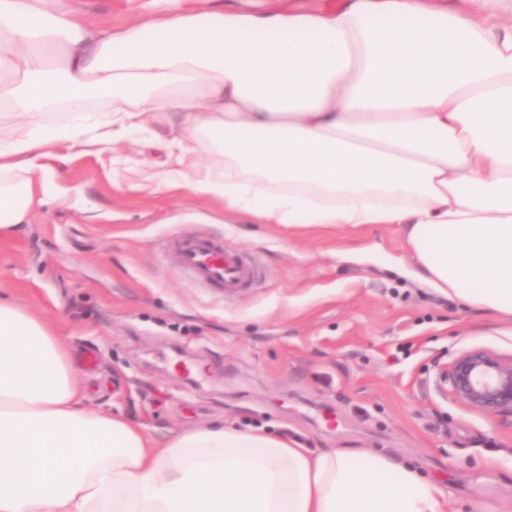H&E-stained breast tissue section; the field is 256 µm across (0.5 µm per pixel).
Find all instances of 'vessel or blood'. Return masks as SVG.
Here are the masks:
<instances>
[{
    "mask_svg": "<svg viewBox=\"0 0 512 512\" xmlns=\"http://www.w3.org/2000/svg\"><path fill=\"white\" fill-rule=\"evenodd\" d=\"M175 258L193 279L227 297L251 288L261 273L254 257L211 235L177 238Z\"/></svg>",
    "mask_w": 512,
    "mask_h": 512,
    "instance_id": "b4317fda",
    "label": "vessel or blood"
}]
</instances>
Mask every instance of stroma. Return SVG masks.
<instances>
[{
    "mask_svg": "<svg viewBox=\"0 0 512 512\" xmlns=\"http://www.w3.org/2000/svg\"><path fill=\"white\" fill-rule=\"evenodd\" d=\"M101 29L138 0H79ZM179 116L114 148L47 158L30 221L0 238V296L66 336L90 405L157 440L222 422L313 450L363 448L443 486L450 512H512V418L459 406L442 369L460 351L512 355V318L429 288L401 224H262L189 189H159ZM209 234L262 273L226 298L170 257ZM191 367L183 377V367Z\"/></svg>",
    "mask_w": 512,
    "mask_h": 512,
    "instance_id": "1",
    "label": "stroma"
}]
</instances>
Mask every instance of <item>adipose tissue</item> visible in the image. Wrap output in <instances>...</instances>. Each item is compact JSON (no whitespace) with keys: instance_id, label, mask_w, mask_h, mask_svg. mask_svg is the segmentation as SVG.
<instances>
[{"instance_id":"obj_1","label":"adipose tissue","mask_w":512,"mask_h":512,"mask_svg":"<svg viewBox=\"0 0 512 512\" xmlns=\"http://www.w3.org/2000/svg\"><path fill=\"white\" fill-rule=\"evenodd\" d=\"M0 0V99L65 126L0 139V235L43 187L54 144L113 145L176 113L168 188L265 224H403L418 278L512 316V0H338L314 13L90 28L58 0ZM94 92L115 98L91 119ZM215 162L186 170V156ZM390 456L318 452L215 425L156 444L87 405L63 336L0 300V512H447Z\"/></svg>"}]
</instances>
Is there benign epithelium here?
Listing matches in <instances>:
<instances>
[{
	"instance_id": "7a95c632",
	"label": "benign epithelium",
	"mask_w": 512,
	"mask_h": 512,
	"mask_svg": "<svg viewBox=\"0 0 512 512\" xmlns=\"http://www.w3.org/2000/svg\"><path fill=\"white\" fill-rule=\"evenodd\" d=\"M452 399L466 408L512 415V355L465 349L442 372Z\"/></svg>"
}]
</instances>
